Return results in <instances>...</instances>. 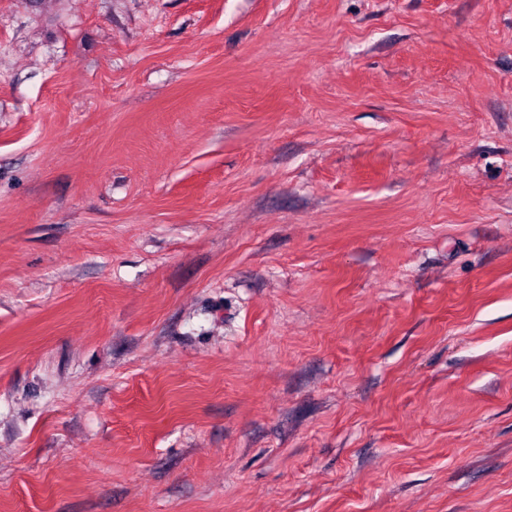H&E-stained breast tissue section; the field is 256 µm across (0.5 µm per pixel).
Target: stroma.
<instances>
[{"label": "stroma", "instance_id": "stroma-1", "mask_svg": "<svg viewBox=\"0 0 512 512\" xmlns=\"http://www.w3.org/2000/svg\"><path fill=\"white\" fill-rule=\"evenodd\" d=\"M0 512H512V0H0Z\"/></svg>", "mask_w": 512, "mask_h": 512}]
</instances>
